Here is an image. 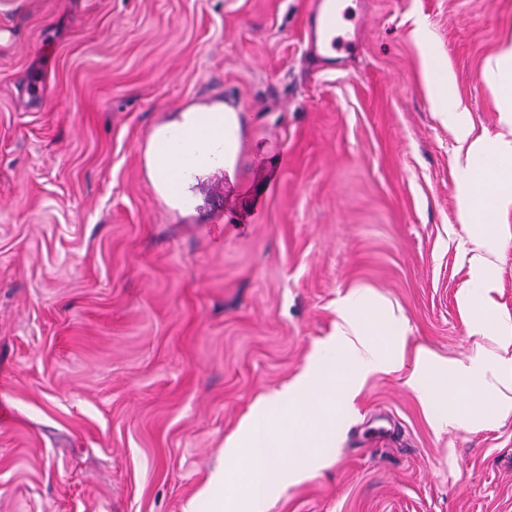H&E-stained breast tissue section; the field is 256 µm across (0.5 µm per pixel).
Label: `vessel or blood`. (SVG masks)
Segmentation results:
<instances>
[{
  "label": "vessel or blood",
  "mask_w": 512,
  "mask_h": 512,
  "mask_svg": "<svg viewBox=\"0 0 512 512\" xmlns=\"http://www.w3.org/2000/svg\"><path fill=\"white\" fill-rule=\"evenodd\" d=\"M346 14L342 0H309L306 12L307 55L331 67L340 55L358 48L359 30L345 26Z\"/></svg>",
  "instance_id": "vessel-or-blood-1"
}]
</instances>
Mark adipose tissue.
Here are the masks:
<instances>
[{
    "instance_id": "ef3b65f1",
    "label": "adipose tissue",
    "mask_w": 512,
    "mask_h": 512,
    "mask_svg": "<svg viewBox=\"0 0 512 512\" xmlns=\"http://www.w3.org/2000/svg\"><path fill=\"white\" fill-rule=\"evenodd\" d=\"M422 77L430 98L446 105L448 124L460 142L458 166L470 175L461 218L472 226L476 250L470 258L473 276L460 299L464 307L479 311L474 333L494 336L500 350L480 349L463 362L438 357L422 345L408 348L403 322L385 308L379 315H365L369 292L351 291L325 346L292 383L260 398L227 439L224 475L208 493L212 512H266L284 487L326 465L336 423L351 410L371 374L410 367L405 383L423 392V405L441 432L484 421L489 403L512 408V326L500 323L494 313V279L485 258L497 243L490 227L494 215L512 207V141L490 144L471 138L458 118L460 104L448 97L450 81L432 59H425ZM202 145L212 158L233 147V128L225 115L189 112L172 135H159L153 149L157 171L184 187L183 169Z\"/></svg>"
}]
</instances>
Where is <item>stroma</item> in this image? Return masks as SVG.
<instances>
[{
  "label": "stroma",
  "mask_w": 512,
  "mask_h": 512,
  "mask_svg": "<svg viewBox=\"0 0 512 512\" xmlns=\"http://www.w3.org/2000/svg\"><path fill=\"white\" fill-rule=\"evenodd\" d=\"M362 9L363 48L321 69L306 0H0V512H207L225 440L356 288L408 346L497 352L459 299L471 228L421 69L449 70L473 136L495 141L486 75L512 0ZM226 93L249 107L235 151L174 198L154 137L182 101ZM497 236L512 325V209ZM406 377H368L328 466L267 512H512V411L440 433Z\"/></svg>",
  "instance_id": "1"
}]
</instances>
